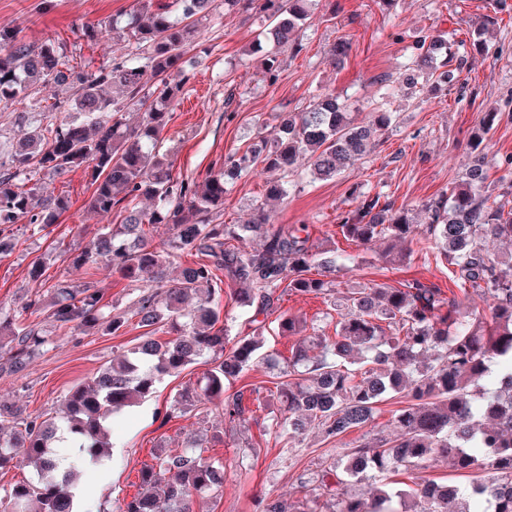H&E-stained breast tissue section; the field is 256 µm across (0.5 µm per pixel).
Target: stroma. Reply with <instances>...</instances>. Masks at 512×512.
<instances>
[{"label": "stroma", "mask_w": 512, "mask_h": 512, "mask_svg": "<svg viewBox=\"0 0 512 512\" xmlns=\"http://www.w3.org/2000/svg\"><path fill=\"white\" fill-rule=\"evenodd\" d=\"M138 0H0V27L22 29L29 41L53 40L62 46L71 65L91 70L127 53V42H113L104 35L87 43L81 28L86 24H123ZM491 0H400L386 9L379 0H321L308 26L303 50L283 54L277 83L264 81L258 56L248 55L261 22L241 14L216 11L196 31L194 51L185 57L186 82L180 102L158 144L160 153L172 155L175 171L203 179L212 163L221 157L242 153L258 137L276 132L283 116L302 111L313 94L330 88L353 102L356 121L372 117L379 98L377 77L398 75L416 35L432 32L457 47L468 30L491 13ZM401 40H394V33ZM349 40L351 48L343 67H335L328 55L334 42ZM489 53L474 56L458 86L432 91L427 76H420L415 93L395 98L398 117L365 159L346 168L336 178L314 180L298 170L283 199L268 203L276 224L309 226L313 244L334 235L337 217L352 207L353 188L378 193L396 207L414 208L461 181L472 158L469 144L480 131L483 112L496 108L501 117L487 135L486 160L491 178L512 183V169L504 168V157L512 156V18L503 19L486 35ZM65 87L49 85L22 102L0 104V148L17 138L23 125L20 115L68 98ZM234 97L236 112L225 115L227 97ZM269 173L257 170L229 185L221 219L227 224L244 223L256 205L266 203ZM53 194L65 195L69 208L59 223L47 228L29 224L13 227L14 247L0 257V314L19 316L21 323L36 327L45 339L23 374H0V402L14 405L23 414L49 417L63 408L71 387L86 382L106 362L121 357L145 334L134 315L138 283L96 265L92 273L70 270L66 258L83 250L96 237L103 223H119V214L102 218L91 212L87 200L92 193L87 170L78 168L64 178H43ZM337 247L360 255L355 271L336 275V293L366 283L399 287L414 281L441 288L445 296H458L465 312L487 313L477 296L462 295L448 278L446 265L423 251L422 237L411 244L410 263L385 266L378 259L381 244L359 248L338 239ZM43 260L41 280L30 279L35 260ZM67 276L75 281L92 280L103 298L106 315L123 314L128 324L122 335L83 334L56 326L47 317L50 287ZM42 300L43 309H26L32 298ZM279 310L303 315L308 327L334 336L335 320L329 318V302L323 297L283 294ZM223 311L231 318L232 338L252 335L262 329L265 349L287 361L296 337L281 335L273 318L255 315L253 309L224 298ZM212 360L201 357L180 374L164 378L154 394L110 419L112 452L102 466L82 470L84 489L78 504L81 512H119L139 490V471L162 451L185 449L190 441L203 438L206 458L223 462L224 489L194 497L193 512H256L259 499L267 497L296 501L301 484L327 468L340 448L351 447L393 434L391 422L400 407L398 399L381 403L374 421L340 439H324L309 430L283 447L268 431L278 403L275 375L251 368L226 384L228 392L243 391L248 407L244 425L224 419L222 406L197 402L178 404L181 392L205 383Z\"/></svg>", "instance_id": "35a3bbf8"}]
</instances>
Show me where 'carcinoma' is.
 I'll return each instance as SVG.
<instances>
[{
	"mask_svg": "<svg viewBox=\"0 0 512 512\" xmlns=\"http://www.w3.org/2000/svg\"><path fill=\"white\" fill-rule=\"evenodd\" d=\"M315 2L222 0L228 12L265 18L267 25L250 52L262 58L267 82L280 79L282 51L303 49ZM217 7L216 0H168L154 11L129 13L123 30L136 53L91 72L74 70L63 48L50 39L35 44L19 28L0 29L1 104L24 100L46 82L74 89L72 97L45 108L40 125L19 138L8 161L0 163V256L11 250V225L48 227L69 209L67 199L45 192L34 176L55 179L84 167L93 187L90 208L106 217L118 207L123 218L102 226L91 247L69 255V266L89 270L104 262L112 272L141 283L143 291L134 301L138 325L164 323L174 332L165 340H144L90 382L73 386L60 417H25L0 404V422L11 423L13 430L12 440L0 443V468L21 461L37 474L12 489L11 512H27L33 501L38 512H74V471L59 473L51 446L56 434L68 435L78 448L74 463L97 465L109 448L107 419L204 355L214 367L201 395L223 405L224 416L233 422L245 421L244 393L225 395L224 382L257 364L276 373L281 413L271 430L288 446L308 426L339 439L371 422L387 398L398 396L405 403L393 416L394 439L342 449L336 463L311 482L300 506L268 499L259 503L258 512H322L320 499L326 495L335 497L336 512H394L389 508L394 498L411 499L412 512H512V251L498 257L486 248L489 239L512 247V192L492 194L482 148L499 112L483 113L464 179L422 205L424 249L453 267L463 293L488 303L490 321L461 312L457 299L439 288L417 281L404 288L381 283L351 289L338 313L336 338H303L285 367L263 352L260 333L238 339L228 350L230 328L221 319L224 294L242 307L272 315L278 290L326 297L337 272L358 267L355 257L336 248L313 250L306 224L269 223L262 205L246 224L214 223L224 211L229 181L258 168L273 172L266 196L276 200L288 194V177L303 165L315 180L336 177L365 159L389 130L388 102L395 88L390 76L378 77L385 92L366 126L354 122L348 99L322 90L270 139L214 164L203 180L177 175L159 156L158 140L185 83L180 61L199 20ZM510 10L507 0H496L494 14L468 32L469 46L488 51L482 35L498 23V14ZM467 64L465 54L428 34L413 43L407 66L452 86ZM133 108L142 117L128 128L122 116ZM50 112H76L80 118L41 125ZM351 196L356 207L339 216L340 234L362 247L387 239L392 245L385 262L409 260L411 251L396 244L415 236L410 211L381 201L379 194L355 189ZM147 224L167 225L169 241L153 244L144 232ZM252 237L263 238V246L249 245ZM184 253L198 261L175 282H165L167 267ZM314 268L316 278L310 276ZM52 295L49 318L61 326L115 335L128 322L124 316L104 315L100 290L89 282L59 279ZM275 321L288 336L306 327V319L286 312ZM2 339L0 369L7 364L16 372L45 343L35 327H21L14 318H0ZM201 447L199 441L182 452L156 455L155 463L140 470V491L121 512H192V496L223 488V463L202 457ZM439 462L453 472L476 475L467 492L427 475ZM399 470L414 475L413 485L393 493L387 475ZM367 479L370 501L348 493L351 482Z\"/></svg>",
	"mask_w": 512,
	"mask_h": 512,
	"instance_id": "carcinoma-1",
	"label": "carcinoma"
}]
</instances>
